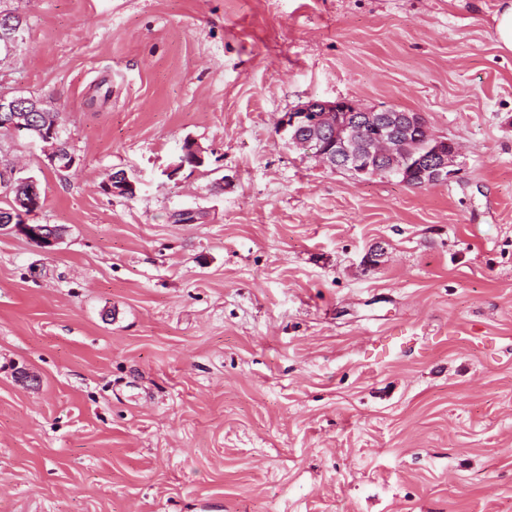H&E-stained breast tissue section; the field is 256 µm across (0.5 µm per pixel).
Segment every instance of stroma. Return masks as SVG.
<instances>
[{"label":"stroma","mask_w":512,"mask_h":512,"mask_svg":"<svg viewBox=\"0 0 512 512\" xmlns=\"http://www.w3.org/2000/svg\"><path fill=\"white\" fill-rule=\"evenodd\" d=\"M499 4L0 0V94L78 158L0 138L62 230L0 233V512H512ZM312 99L421 113L459 176L323 166L278 129ZM42 109L41 103L34 98L19 96L16 98H0V116L1 112H14L11 116L9 130L13 137H17L20 132L26 131V126L21 121L23 116H19L18 112H29L34 114L37 124L40 126H53L57 121L56 112Z\"/></svg>","instance_id":"stroma-1"}]
</instances>
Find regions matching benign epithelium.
<instances>
[{"label": "benign epithelium", "mask_w": 512, "mask_h": 512, "mask_svg": "<svg viewBox=\"0 0 512 512\" xmlns=\"http://www.w3.org/2000/svg\"><path fill=\"white\" fill-rule=\"evenodd\" d=\"M41 103L34 98L19 96L0 98V113H12L9 130L12 136L26 131L21 112H40ZM279 129L294 133L298 145L316 150L322 164L348 171L352 178L362 181L382 172L401 175L410 168L419 172L423 184H444L459 175L455 168L458 148L455 143L434 136L421 114L397 112L393 109L362 110L354 104L338 100L327 102L312 99L304 105L284 113L278 121ZM422 131L428 142L426 152L406 151L404 144L409 134ZM43 153L54 168L61 165L60 152L54 129L43 131ZM107 190L118 196H136L137 186L126 173L112 176ZM24 198L13 205L12 222L1 224L0 231L24 235L29 232L42 238L41 245L51 247L58 237L43 234L29 224Z\"/></svg>", "instance_id": "7a95c632"}]
</instances>
